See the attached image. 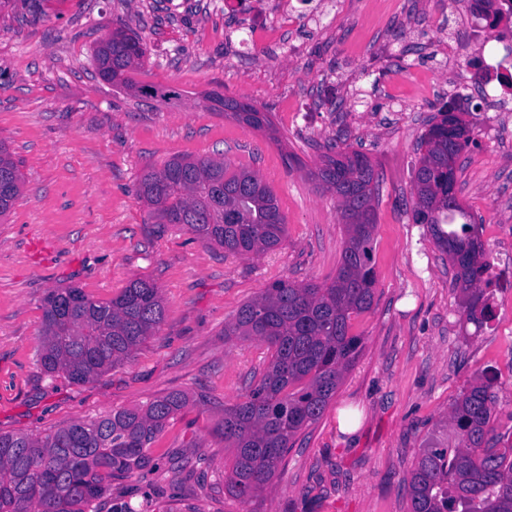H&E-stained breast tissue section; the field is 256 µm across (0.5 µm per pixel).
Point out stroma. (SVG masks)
Here are the masks:
<instances>
[{
	"label": "stroma",
	"mask_w": 512,
	"mask_h": 512,
	"mask_svg": "<svg viewBox=\"0 0 512 512\" xmlns=\"http://www.w3.org/2000/svg\"><path fill=\"white\" fill-rule=\"evenodd\" d=\"M275 0H0V140L21 194L0 218V432L33 437L174 391L189 404L153 445V467L115 477L97 512H410L409 480L445 434L457 397L496 375L495 434L512 431V288L495 318L465 319L455 270L412 212L417 145L442 99L470 95L473 145L457 197L493 265L512 263V124L475 95L456 44L467 0H292L273 35L248 24ZM142 38L135 90L113 88L94 51L116 23ZM155 90L147 97L145 89ZM270 112L275 133L215 109L212 95ZM344 134L380 180L373 304L353 320L363 350L321 418L286 453L257 499L232 495L233 452L215 427L268 364L265 343L225 338L239 308L275 281H330L344 226L313 177L319 146ZM175 156L259 171L288 224L259 255L233 256L138 200L143 172ZM160 290L159 330L90 383L49 376L38 352L43 299L74 285L108 300L132 280ZM358 419L339 429L343 411Z\"/></svg>",
	"instance_id": "stroma-1"
}]
</instances>
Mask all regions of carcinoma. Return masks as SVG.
<instances>
[{
  "instance_id": "carcinoma-1",
  "label": "carcinoma",
  "mask_w": 512,
  "mask_h": 512,
  "mask_svg": "<svg viewBox=\"0 0 512 512\" xmlns=\"http://www.w3.org/2000/svg\"><path fill=\"white\" fill-rule=\"evenodd\" d=\"M144 55L139 35L120 26L95 49L98 76L131 91L136 85L130 74ZM232 116L256 131L273 127L266 112ZM420 146L414 218L427 223L448 254L466 319L480 329L494 318L487 293L492 265L471 215L457 201L448 204V138L423 137ZM318 177L320 187L336 195L345 228L336 276L324 284L280 280L224 326V336L256 338L271 350L260 380L243 400L224 407L216 427L224 447L234 450L228 491L243 499L258 497L273 481L296 436L322 416L363 348L351 320L374 298L378 175L366 155L334 145L321 155ZM21 182L0 142V217L15 204ZM137 194L159 223L178 225L231 255L270 250L286 232L274 193L259 173L232 170L222 159L172 158L141 176ZM227 210L236 212L237 223H225ZM163 317L159 289L145 280L131 281L106 301L79 288H55L44 301L40 362L50 375L90 382L129 358ZM493 380L484 376L455 401L450 420L459 446L423 450L409 481L410 512H512V436L497 437V448L488 445ZM188 403L186 393L171 392L40 437L0 433V512H89L108 479L151 469L153 443Z\"/></svg>"
}]
</instances>
